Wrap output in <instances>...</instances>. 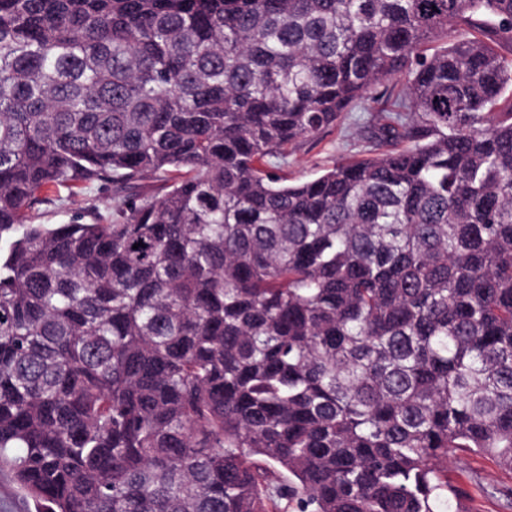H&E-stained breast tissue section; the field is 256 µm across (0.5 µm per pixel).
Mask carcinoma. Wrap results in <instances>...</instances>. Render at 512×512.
<instances>
[{
    "label": "carcinoma",
    "instance_id": "cac0c4a2",
    "mask_svg": "<svg viewBox=\"0 0 512 512\" xmlns=\"http://www.w3.org/2000/svg\"><path fill=\"white\" fill-rule=\"evenodd\" d=\"M501 47L512 0H0V465L36 512H453L450 452L512 471ZM394 77L374 153L267 169ZM62 188L117 219L35 223Z\"/></svg>",
    "mask_w": 512,
    "mask_h": 512
}]
</instances>
